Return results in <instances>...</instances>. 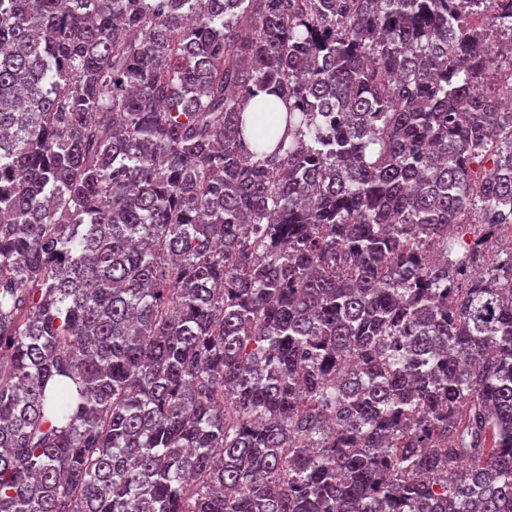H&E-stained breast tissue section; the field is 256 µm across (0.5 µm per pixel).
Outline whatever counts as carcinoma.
Listing matches in <instances>:
<instances>
[{"mask_svg":"<svg viewBox=\"0 0 512 512\" xmlns=\"http://www.w3.org/2000/svg\"><path fill=\"white\" fill-rule=\"evenodd\" d=\"M504 228L512 0H0V512H512Z\"/></svg>","mask_w":512,"mask_h":512,"instance_id":"obj_1","label":"carcinoma"}]
</instances>
